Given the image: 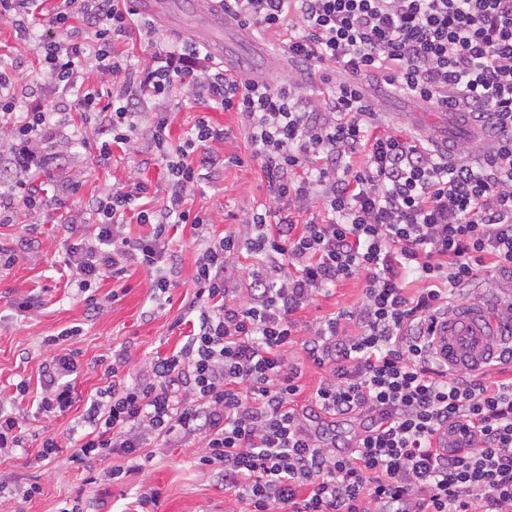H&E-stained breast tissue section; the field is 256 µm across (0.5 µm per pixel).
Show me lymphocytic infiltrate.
I'll list each match as a JSON object with an SVG mask.
<instances>
[{
	"label": "lymphocytic infiltrate",
	"mask_w": 512,
	"mask_h": 512,
	"mask_svg": "<svg viewBox=\"0 0 512 512\" xmlns=\"http://www.w3.org/2000/svg\"><path fill=\"white\" fill-rule=\"evenodd\" d=\"M241 27L277 30L299 66L280 83L215 63L199 44H159L155 23H133L130 0H57L37 51L51 104L18 112L14 76L0 65V123L12 140L0 158L13 180L0 190V224L46 205L26 175L44 168L42 144L72 113L100 116L97 146L132 147L138 119L174 90L207 107L181 144L156 113L151 152L164 164L168 197L142 209L148 235L125 231L126 213L147 197L133 182L95 203L96 232L67 246L89 315L103 308L91 287L145 268L153 288L174 285L171 224L201 236L197 328L176 351L111 381L87 410L88 432L69 460L118 458L106 475L123 481L121 459L150 463L147 439L173 447L199 438L197 464L214 473L239 512H512V0H223ZM155 45L136 70L117 43L132 31ZM95 70L103 92L86 85ZM372 77L441 112L491 121L490 147L454 163L423 140L377 124L362 80ZM324 84L315 93V84ZM240 115L268 203L247 232L202 237L208 217L186 209L215 164L209 145L228 137L210 111ZM247 256V289L230 259ZM494 278L492 315L505 339L488 369L452 370L436 355V326L470 300L480 275ZM419 287L408 291V277ZM364 278V297L301 333L296 313L338 282ZM322 371L313 390L305 366ZM73 355L53 356L40 381L48 417L74 403ZM352 422L345 437L331 429Z\"/></svg>",
	"instance_id": "f902f5d3"
}]
</instances>
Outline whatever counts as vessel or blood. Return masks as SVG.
Wrapping results in <instances>:
<instances>
[{
    "label": "vessel or blood",
    "mask_w": 512,
    "mask_h": 512,
    "mask_svg": "<svg viewBox=\"0 0 512 512\" xmlns=\"http://www.w3.org/2000/svg\"><path fill=\"white\" fill-rule=\"evenodd\" d=\"M137 13L160 18L166 25L175 26L178 11L174 0H134ZM204 29L199 38L213 57L224 59L227 44L223 30L224 14L214 7H206L203 15ZM438 352L441 359L452 369H480L498 352L502 341L495 323L485 308L468 303L449 310L437 329Z\"/></svg>",
    "instance_id": "b4317fda"
}]
</instances>
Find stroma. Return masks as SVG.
I'll use <instances>...</instances> for the list:
<instances>
[{
  "mask_svg": "<svg viewBox=\"0 0 512 512\" xmlns=\"http://www.w3.org/2000/svg\"><path fill=\"white\" fill-rule=\"evenodd\" d=\"M224 37L236 44L239 70L272 78L291 72L292 65L275 32L242 37L228 30ZM0 62L13 67L18 104L27 106L37 88L32 78L37 58L33 47L17 38L15 26L7 17L0 18ZM363 88L367 98L377 104L385 129H398L420 138L445 135L457 144L480 133L467 121L446 125L443 113L414 102L383 82L367 78ZM211 117L231 131L228 139L211 145V152L222 157L236 154L244 160L243 165H228L212 173L189 203L192 210L210 215V231L217 235L241 229L245 214L266 201L267 193L259 166L249 158L238 115L215 111ZM95 141L94 125L83 124L76 141L61 134L47 144L46 151L53 159L34 175L33 181L48 194L58 195L60 204L22 210L14 223L0 224V246L16 254L13 265L0 269V402L22 416L32 449L44 435H57L66 445L86 431L84 410L96 391L107 383L95 365L97 359L119 350L127 351L130 361L123 374L131 380L156 355L182 345L191 330L186 309L195 291L193 272L199 243L193 240L190 229L179 224L169 227L179 276L168 299H154L151 276L134 266L123 280L127 290L120 299L107 301L98 318H87L84 302L73 284V271L66 265V250L69 239L92 235L95 226L88 222L67 227L69 212H89L98 197L134 181L148 182L151 207H161L166 198V177L160 163H145L143 154L118 148L110 160L99 161ZM73 180L80 183L78 191L65 193V185ZM362 288V281L357 279L340 282L330 296L319 297L297 313L296 319L302 328L313 327L322 315L357 305L362 299ZM30 298L38 301L39 310L21 311L19 302ZM75 326L80 327V335L65 340L58 351L64 354L73 350L79 354L81 370L75 381L76 400L65 416L48 419L38 413L32 398L39 387L41 367L50 357L43 340ZM22 381L30 389L25 397L15 392L16 384ZM200 451L199 440L190 437L175 448H154L151 467L131 473L119 484L104 477L105 463L77 469L64 452L55 460L42 463L29 462L18 450L0 455V477L22 485L35 483L41 488L40 495L30 500L19 495L6 499L0 503V512H60L66 501L77 496L83 497L88 512H135L137 499L148 485L161 492L155 512H234L236 504L225 496L223 486L197 466Z\"/></svg>",
  "mask_w": 512,
  "mask_h": 512,
  "instance_id": "obj_1",
  "label": "stroma"
}]
</instances>
